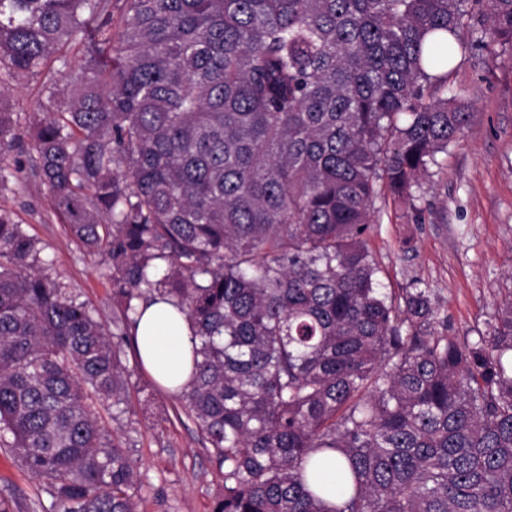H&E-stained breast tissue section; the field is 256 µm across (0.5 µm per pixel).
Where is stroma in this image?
Listing matches in <instances>:
<instances>
[{"label": "stroma", "instance_id": "obj_1", "mask_svg": "<svg viewBox=\"0 0 512 512\" xmlns=\"http://www.w3.org/2000/svg\"><path fill=\"white\" fill-rule=\"evenodd\" d=\"M47 73L12 77L0 66V103L13 114L11 150L0 153L10 178L0 188V209L12 213L43 247L41 267L78 301L112 320V282L102 258L70 240L35 167L30 130L49 109ZM448 84L465 88L470 127L440 155L412 203L377 202L369 247L384 288L395 294L421 288L448 320V332L474 336L512 299V47L484 43L457 58ZM21 174H14L15 165ZM122 410H98L107 434L125 448L138 481L139 512H213L224 493L216 460L179 394L142 370L133 349ZM0 512H58L52 497L0 447Z\"/></svg>", "mask_w": 512, "mask_h": 512}]
</instances>
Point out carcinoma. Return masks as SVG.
Masks as SVG:
<instances>
[{
  "mask_svg": "<svg viewBox=\"0 0 512 512\" xmlns=\"http://www.w3.org/2000/svg\"><path fill=\"white\" fill-rule=\"evenodd\" d=\"M479 30L512 45V0H0V64H59L37 168L112 280L113 333L0 210V432L60 512H137L90 404L125 403L157 301L193 330L213 512H512V299L448 336L368 246L469 127L448 68Z\"/></svg>",
  "mask_w": 512,
  "mask_h": 512,
  "instance_id": "cac0c4a2",
  "label": "carcinoma"
}]
</instances>
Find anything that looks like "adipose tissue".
Returning <instances> with one entry per match:
<instances>
[{
	"instance_id": "1",
	"label": "adipose tissue",
	"mask_w": 512,
	"mask_h": 512,
	"mask_svg": "<svg viewBox=\"0 0 512 512\" xmlns=\"http://www.w3.org/2000/svg\"><path fill=\"white\" fill-rule=\"evenodd\" d=\"M134 341L142 368L163 388L178 393L190 384L192 330L175 306L163 301L144 306Z\"/></svg>"
}]
</instances>
